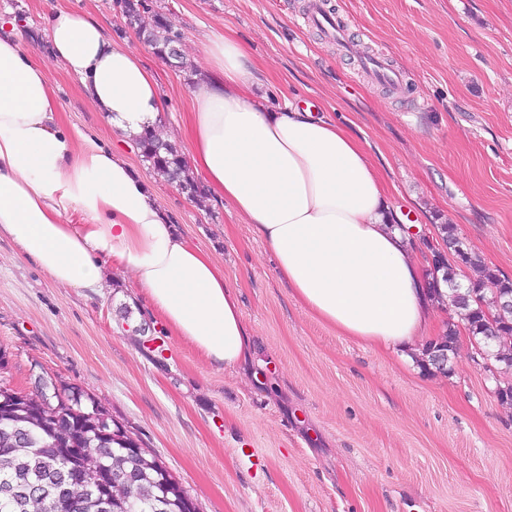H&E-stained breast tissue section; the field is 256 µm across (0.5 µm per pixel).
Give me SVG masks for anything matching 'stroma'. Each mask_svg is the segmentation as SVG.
<instances>
[{
	"instance_id": "stroma-1",
	"label": "stroma",
	"mask_w": 512,
	"mask_h": 512,
	"mask_svg": "<svg viewBox=\"0 0 512 512\" xmlns=\"http://www.w3.org/2000/svg\"><path fill=\"white\" fill-rule=\"evenodd\" d=\"M199 63L226 31L257 64V96L346 122L383 174L422 260L456 225L482 262L512 278V0H329L347 46L314 27L306 0H150ZM88 13L153 71L170 142L191 155L194 74L168 68L129 31L114 0H0V19L46 47L52 6ZM380 56L403 92L363 67ZM68 129L122 148L159 205L224 267L253 344L239 371L173 336L138 288L55 287L0 236V346L6 379L77 387L148 448L199 512H512V408L460 336L448 373L338 335L276 274L230 205L198 206L153 177L50 64ZM145 333H137V326Z\"/></svg>"
}]
</instances>
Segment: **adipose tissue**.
<instances>
[{
    "mask_svg": "<svg viewBox=\"0 0 512 512\" xmlns=\"http://www.w3.org/2000/svg\"><path fill=\"white\" fill-rule=\"evenodd\" d=\"M50 62L20 34L0 35V236L59 288H99L102 260L144 289L175 336L206 358L239 367L247 328L224 269L170 224L125 155L68 133L49 77L79 78L124 138L160 128L153 75L88 14L57 9ZM194 97L192 151L213 193L266 245L294 297L337 333L417 353L433 297L421 264L393 225L387 186L358 140L336 121L242 92L258 69L235 39L208 36ZM81 223H72L73 215Z\"/></svg>",
    "mask_w": 512,
    "mask_h": 512,
    "instance_id": "1",
    "label": "adipose tissue"
}]
</instances>
